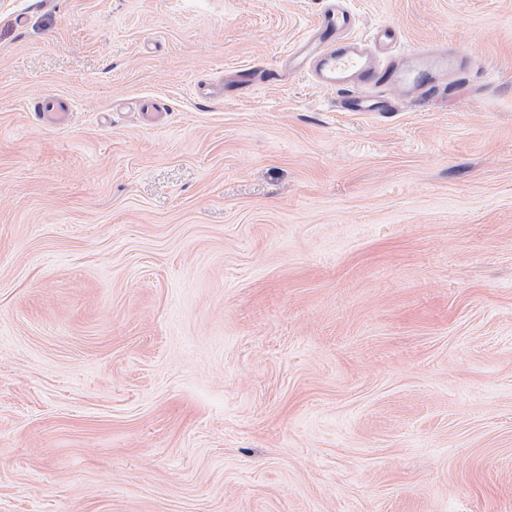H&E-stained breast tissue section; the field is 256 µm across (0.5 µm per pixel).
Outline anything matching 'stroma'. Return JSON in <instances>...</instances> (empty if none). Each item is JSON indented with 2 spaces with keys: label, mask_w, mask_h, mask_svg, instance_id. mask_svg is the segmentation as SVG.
<instances>
[{
  "label": "stroma",
  "mask_w": 512,
  "mask_h": 512,
  "mask_svg": "<svg viewBox=\"0 0 512 512\" xmlns=\"http://www.w3.org/2000/svg\"><path fill=\"white\" fill-rule=\"evenodd\" d=\"M348 3L466 72L340 112L324 0H0V512H512V0ZM37 114L56 125H65L73 115L71 100L64 97H49L35 110Z\"/></svg>",
  "instance_id": "obj_1"
}]
</instances>
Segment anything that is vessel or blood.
Here are the masks:
<instances>
[{
  "label": "vessel or blood",
  "instance_id": "b4317fda",
  "mask_svg": "<svg viewBox=\"0 0 512 512\" xmlns=\"http://www.w3.org/2000/svg\"><path fill=\"white\" fill-rule=\"evenodd\" d=\"M355 30L356 19L345 0H325L315 38L300 41L291 51L295 69L309 72L319 88L338 93L344 112L389 111L386 90L413 88L427 95L438 89L447 69L466 66L445 50L425 54L412 49L395 56L398 32L390 25L381 26L370 42ZM37 112L64 125L73 114V104L64 97H49Z\"/></svg>",
  "mask_w": 512,
  "mask_h": 512
}]
</instances>
